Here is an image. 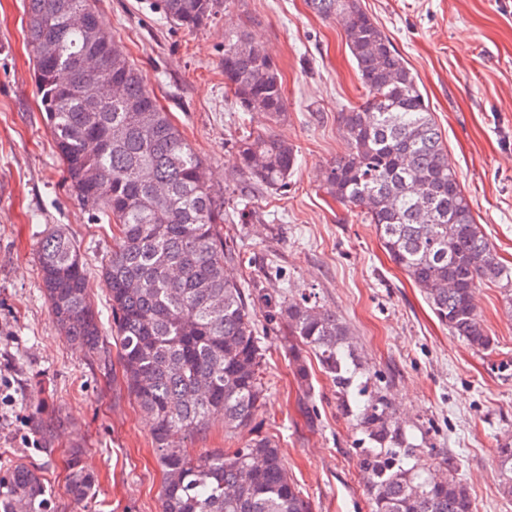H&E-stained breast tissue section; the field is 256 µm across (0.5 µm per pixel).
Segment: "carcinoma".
I'll return each mask as SVG.
<instances>
[{"instance_id": "1", "label": "carcinoma", "mask_w": 512, "mask_h": 512, "mask_svg": "<svg viewBox=\"0 0 512 512\" xmlns=\"http://www.w3.org/2000/svg\"><path fill=\"white\" fill-rule=\"evenodd\" d=\"M310 3L341 25L365 89L361 103L338 113L350 150L326 169V189L376 226L392 261L452 335L476 351L492 349L475 292L484 282L512 287V268L476 224L415 76L359 0ZM80 7L86 23L73 28L68 15ZM219 7L220 0H156L165 19L188 30L214 19ZM27 38L43 118L68 184L112 232L100 272L124 386L153 420L161 512H311L277 441L252 425L265 397L255 298L224 274L236 249L224 238V201L208 185L201 159L89 0H27ZM87 53L103 63L99 79L119 84L120 92L92 96L81 87L79 61ZM224 84L244 112L277 120L286 111L276 65L245 31L224 37ZM235 155L237 172L258 190L288 187L297 164L294 146L272 131L242 134ZM38 260L52 322L99 363L111 364L72 239L52 230L39 243ZM278 307L302 386L311 390L308 348L347 402L361 370L348 327L305 299L285 298ZM347 411L371 448L365 474L373 512H473L453 458L444 468L427 459L402 465L412 444L385 398ZM217 417L225 433L251 434L248 444L193 457L173 441ZM495 460L500 490L512 497L511 440L498 444ZM67 467L70 497H91L95 481L81 466L80 449ZM0 512H50L40 467L18 457L0 468Z\"/></svg>"}]
</instances>
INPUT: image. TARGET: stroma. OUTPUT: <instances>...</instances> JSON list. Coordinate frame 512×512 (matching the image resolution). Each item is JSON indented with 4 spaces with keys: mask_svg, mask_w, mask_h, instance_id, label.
I'll list each match as a JSON object with an SVG mask.
<instances>
[{
    "mask_svg": "<svg viewBox=\"0 0 512 512\" xmlns=\"http://www.w3.org/2000/svg\"><path fill=\"white\" fill-rule=\"evenodd\" d=\"M415 76L476 224L512 265V0H360ZM104 28L203 160L224 197V232L240 259L227 273L265 295L255 324L265 350L264 403L253 423L275 436L313 512H372L360 433L331 379L312 365V390L295 378L286 325L268 301L308 298L338 315L422 457L454 458L474 512H512L495 472L498 439L512 438V303L479 286L475 304L495 345L478 352L452 336L423 293L390 259L374 225L323 186L349 145L337 115L364 91L340 24L309 0H229L196 30L167 21L154 0H94ZM27 0H0V368L15 402L0 415V466L43 464L53 512H160L162 473L151 422L121 381L53 325L41 288L39 241L64 229L80 248L105 341L114 336L100 266L112 235L72 193L37 102ZM245 29L277 66L287 112H244L224 88V33ZM274 130L297 150L287 191L257 192L235 176L234 142ZM55 429L53 453L25 447L35 420ZM221 421L181 440L197 456L245 447ZM82 450L94 498L71 503L65 459Z\"/></svg>",
    "mask_w": 512,
    "mask_h": 512,
    "instance_id": "obj_1",
    "label": "stroma"
}]
</instances>
